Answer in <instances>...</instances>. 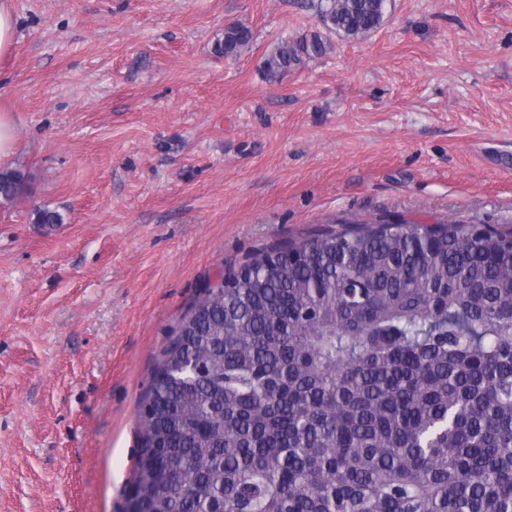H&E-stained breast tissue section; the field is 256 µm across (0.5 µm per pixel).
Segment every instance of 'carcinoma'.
<instances>
[{
    "mask_svg": "<svg viewBox=\"0 0 512 512\" xmlns=\"http://www.w3.org/2000/svg\"><path fill=\"white\" fill-rule=\"evenodd\" d=\"M386 2L315 8L358 39ZM252 39L230 25L216 53ZM323 49L284 40L263 73ZM24 187L0 171V198ZM287 250L207 289L162 348L138 413L144 512H512V232L381 217Z\"/></svg>",
    "mask_w": 512,
    "mask_h": 512,
    "instance_id": "obj_1",
    "label": "carcinoma"
}]
</instances>
